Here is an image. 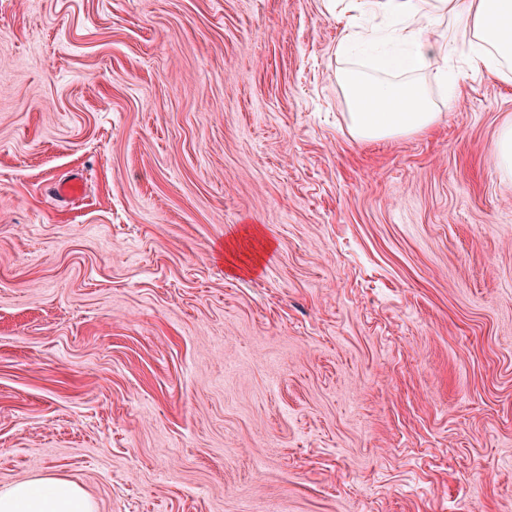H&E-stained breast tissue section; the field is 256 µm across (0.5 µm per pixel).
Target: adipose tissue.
I'll list each match as a JSON object with an SVG mask.
<instances>
[{"instance_id":"ef3b65f1","label":"adipose tissue","mask_w":512,"mask_h":512,"mask_svg":"<svg viewBox=\"0 0 512 512\" xmlns=\"http://www.w3.org/2000/svg\"><path fill=\"white\" fill-rule=\"evenodd\" d=\"M339 12L392 20L390 45L378 57L377 75L358 67L337 73L355 138L374 140L424 131L440 109L419 74L432 72L458 86L448 64L469 51L470 69L512 78V0H336ZM0 512H96L93 499L54 472L0 491Z\"/></svg>"}]
</instances>
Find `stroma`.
Returning <instances> with one entry per match:
<instances>
[{
  "label": "stroma",
  "instance_id": "stroma-1",
  "mask_svg": "<svg viewBox=\"0 0 512 512\" xmlns=\"http://www.w3.org/2000/svg\"><path fill=\"white\" fill-rule=\"evenodd\" d=\"M345 24L0 0V488L512 512V81L469 72L430 130L356 140ZM494 157L499 173L512 178V124L501 128L496 138Z\"/></svg>",
  "mask_w": 512,
  "mask_h": 512
}]
</instances>
